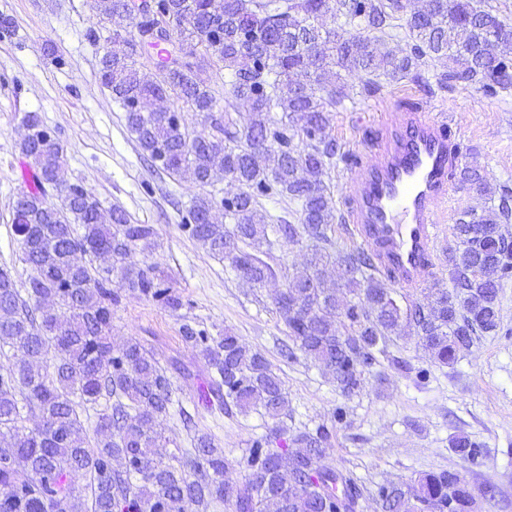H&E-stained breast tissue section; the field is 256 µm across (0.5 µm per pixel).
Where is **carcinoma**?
<instances>
[{"instance_id": "carcinoma-1", "label": "carcinoma", "mask_w": 512, "mask_h": 512, "mask_svg": "<svg viewBox=\"0 0 512 512\" xmlns=\"http://www.w3.org/2000/svg\"><path fill=\"white\" fill-rule=\"evenodd\" d=\"M125 7V0H98L104 18L127 21L130 30L108 38L97 77L151 167L201 188L225 179L237 187L230 197L193 198L181 228L212 257L231 260L253 288L286 280L276 309L294 346L284 357L301 352L350 396L364 389L365 374L404 322L441 366L497 331L499 288L512 276V239L501 227L512 220V187L499 189L490 210H467L456 220L452 289L428 288L423 301L403 309L369 253L332 250L328 232L343 216L324 180L339 152L325 127L345 97L342 70L367 75L363 90L373 94L378 72L419 82L420 67L446 59L436 77L441 89L469 85L492 96L512 89V24L474 0H422L415 11L408 0H155L154 22L171 36L163 47L149 43L167 63L154 80L139 69L143 26ZM400 30L407 40L401 55L365 36L394 39ZM221 71L224 109L210 137L197 140L171 101L209 115ZM298 74L305 80L295 81ZM240 105L250 112L243 127L233 116ZM22 125L28 136L20 150L39 182L12 207L30 275L19 284L0 266V353L11 352L0 364V512H209L221 504L229 512H347L348 503L365 498L351 473L320 463L332 439L326 425L288 433V399L272 364L234 334L214 335L187 316L181 337L199 350L207 373L201 401L221 411L254 410L272 426L237 460L244 475L235 484L224 482V449L183 409L181 422L195 429L193 447L163 451L176 441L156 427L170 418L182 387L139 340L112 344L120 303L112 282L175 313L186 306L154 267L131 261L136 249L156 245L158 232L119 206L104 208L81 184L72 185L68 207L55 208L44 185L60 179L63 147L38 113H27ZM453 179L493 194L475 168ZM269 197L286 204L284 214L266 210ZM272 233L310 241L304 267L290 274L265 263ZM334 259L357 300L337 296L326 273ZM102 399L89 429L82 415ZM30 414L38 416L32 427ZM452 448L464 461L480 455L464 434ZM477 492L488 501L496 496L492 486L478 490L459 471L441 469L381 483L374 495L381 512H471Z\"/></svg>"}]
</instances>
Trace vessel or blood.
Segmentation results:
<instances>
[{"mask_svg": "<svg viewBox=\"0 0 512 512\" xmlns=\"http://www.w3.org/2000/svg\"><path fill=\"white\" fill-rule=\"evenodd\" d=\"M375 109L385 113L390 133L349 188L347 220L376 254L379 271L411 292L435 266L462 145L450 137L453 119L446 114L392 110L384 101Z\"/></svg>", "mask_w": 512, "mask_h": 512, "instance_id": "b4317fda", "label": "vessel or blood"}]
</instances>
